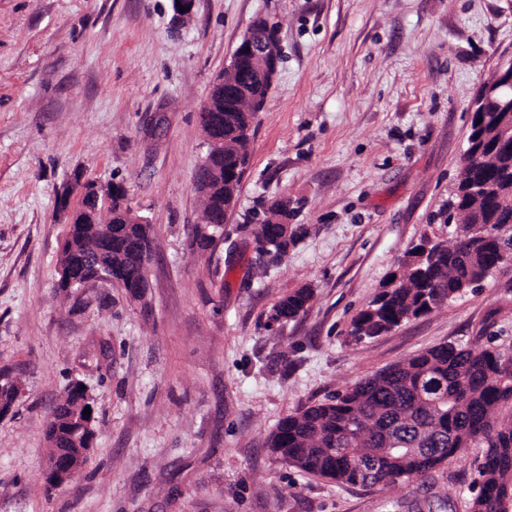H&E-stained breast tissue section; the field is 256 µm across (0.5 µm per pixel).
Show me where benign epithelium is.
<instances>
[{
	"instance_id": "obj_1",
	"label": "benign epithelium",
	"mask_w": 512,
	"mask_h": 512,
	"mask_svg": "<svg viewBox=\"0 0 512 512\" xmlns=\"http://www.w3.org/2000/svg\"><path fill=\"white\" fill-rule=\"evenodd\" d=\"M281 59V48L276 31L271 25L270 19L264 17L250 24L241 43L235 50L230 63L225 69V74L215 82L210 91V96L201 106V111L207 113L212 111V95L224 96L225 87H230L244 94L255 103V112L262 111L264 103L259 96L251 95L243 89L244 82L241 78L243 61L250 62L254 72V78L260 84L274 83L279 62ZM512 88V62L501 65L495 71L492 80L484 82L472 105V111H485V104L497 91H506ZM214 167L210 159H204L199 166L194 179V185L205 195L212 192L210 182L214 176ZM126 190L123 183L110 181L106 184H99L85 178L82 172L77 171L71 177L57 199V215L63 223L71 224H93L94 214L90 210L72 204V196L77 194L80 197L104 198L112 201V195H117ZM95 415H90L82 421L84 442H75V447L66 452L63 456H53L44 473L45 480L49 483L62 486L72 481L83 469L84 463L90 454L86 445L95 437Z\"/></svg>"
}]
</instances>
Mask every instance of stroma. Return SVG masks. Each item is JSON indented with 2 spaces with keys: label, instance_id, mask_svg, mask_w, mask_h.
<instances>
[{
  "label": "stroma",
  "instance_id": "stroma-1",
  "mask_svg": "<svg viewBox=\"0 0 512 512\" xmlns=\"http://www.w3.org/2000/svg\"><path fill=\"white\" fill-rule=\"evenodd\" d=\"M283 60L224 238L192 246L199 111L251 22ZM512 61V0H0V512H465L484 451L363 487L306 474L268 435L297 408L442 343L512 342V263L371 340L350 322L426 234L462 167L472 103ZM166 127L147 130L156 113ZM124 181L154 227L145 301L97 281L62 296L74 171ZM288 197L308 237L260 269L245 216ZM306 313L268 326L281 297ZM95 399L94 447L48 488L45 428L65 387ZM313 290L311 288H299L288 295L281 298L277 303L272 306L271 314L268 320H271V325L280 323L279 318L284 321L295 320L301 314H304L313 299Z\"/></svg>",
  "mask_w": 512,
  "mask_h": 512
}]
</instances>
